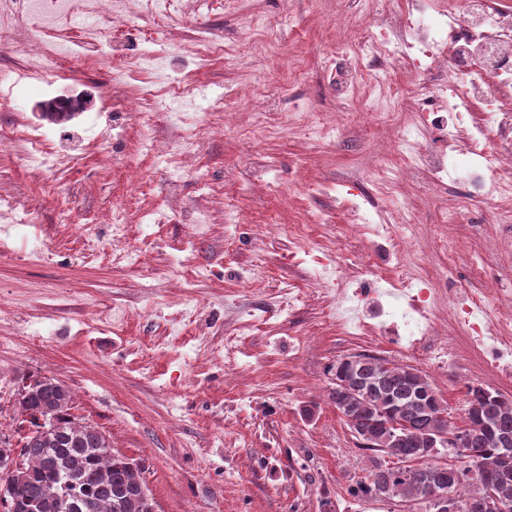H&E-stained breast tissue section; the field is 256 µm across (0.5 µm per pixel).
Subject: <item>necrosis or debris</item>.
<instances>
[{
    "label": "necrosis or debris",
    "instance_id": "obj_1",
    "mask_svg": "<svg viewBox=\"0 0 512 512\" xmlns=\"http://www.w3.org/2000/svg\"><path fill=\"white\" fill-rule=\"evenodd\" d=\"M362 13L345 16L339 36L325 63L327 79L337 95H349L359 85H369V109L390 106L405 112L407 121L399 136L389 142L383 162L370 173L380 190L391 198L389 213L361 208L351 192L337 196L352 223L368 225L372 235L396 243L406 235L414 215L395 178L396 171L424 175L433 187L447 181L467 183L470 199L492 208L496 223L512 224V0H404L398 11L386 13L360 35L362 16L370 15L373 0H361ZM126 0H0V35L36 27L35 60L23 72L47 90V101L72 112L86 109L87 96L78 91L71 76L57 69L44 78L39 59L60 50L81 56L86 45L104 43L113 78L124 97L111 101L98 96L96 108L122 112L137 120L141 131L139 151L149 155L158 148L148 132L144 108L155 94L184 95L188 87L177 80L157 88L138 84L144 57L140 31L121 24ZM110 40H103L105 31ZM395 67L411 90L404 99L392 95L380 73ZM213 111L223 113L216 123H184L170 156L190 153L205 136L217 135L238 120L234 106L216 97ZM436 112L451 114L449 122H433ZM57 131L30 118L0 132V149L24 140L28 166L48 172L60 161Z\"/></svg>",
    "mask_w": 512,
    "mask_h": 512
}]
</instances>
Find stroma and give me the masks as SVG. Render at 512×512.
<instances>
[{"label": "stroma", "mask_w": 512, "mask_h": 512, "mask_svg": "<svg viewBox=\"0 0 512 512\" xmlns=\"http://www.w3.org/2000/svg\"><path fill=\"white\" fill-rule=\"evenodd\" d=\"M213 14L175 23L130 14L147 35L152 59L145 81L179 71L206 30L223 40L230 62L210 66L193 93L162 100L147 118L157 141L178 130L176 115L210 119L211 94L262 73L263 117L242 109L237 127L199 144L196 163L212 195L179 175L178 159L137 157L145 177L129 188L127 158L103 138L124 113L101 112L71 128L62 144L74 160L49 173L20 161L24 141L0 151V196L33 210L32 228L0 230V430L12 432L15 389L23 375L53 376L75 394V413L95 424L115 451L138 462L159 512H423L422 506L356 498L348 488L365 474L368 453L329 400L330 365L368 353L427 374L448 403L452 423L464 415L469 386L512 400V357L497 339L475 341L455 316L459 299L485 295L490 307L512 295V224H449L464 200L462 186L433 195L420 177L402 186L414 208L409 238L392 253L373 248L367 229L347 223L336 186L359 178L365 200L382 204L365 176L382 158L383 141L400 132L390 111L356 122L365 99L337 96L322 66L351 0H217ZM302 57V75L277 68L274 56ZM87 89L112 87V64L99 53L59 59ZM346 113L339 141L309 127ZM315 220L297 239L286 227L281 191ZM177 199V221L153 223L154 209ZM242 206L245 224L224 221ZM128 213L127 243L140 266L112 264L114 209ZM278 224L266 233V224ZM91 225L102 249L90 258L83 233ZM341 262L348 283L366 280L369 295L330 315L326 290L313 284L316 260ZM260 266L264 280L241 284ZM419 266L436 303L408 335L391 308L409 309L412 289L393 288L406 266ZM297 297L283 308L285 292ZM197 323L180 322L190 300ZM121 309L112 324L105 312Z\"/></svg>", "instance_id": "1"}]
</instances>
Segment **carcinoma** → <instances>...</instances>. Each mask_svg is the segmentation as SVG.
<instances>
[{"label":"carcinoma","instance_id":"1","mask_svg":"<svg viewBox=\"0 0 512 512\" xmlns=\"http://www.w3.org/2000/svg\"><path fill=\"white\" fill-rule=\"evenodd\" d=\"M330 372L342 382L355 380L362 388L359 398L331 394L329 399L364 431H372L373 422L379 418H402L413 427V433L398 448L381 439L371 447L368 437H361V448L374 455L366 468L367 475L350 487L351 495L379 496L388 486L397 501H422L429 509L432 498L446 486L461 503L463 512H485L492 493L503 502L506 512L512 509V481L506 485L478 484L469 476L473 467L488 462L498 452L482 422L490 421L500 432L512 436V401L482 386L469 388L465 411L474 426L465 453L459 455L461 465L455 467L456 476L450 479L443 473L437 481L424 485L413 475L388 467L385 456H409L425 474L436 473L438 453L424 440L426 429L438 421L432 403L436 389L427 376L412 366L366 353L358 355L353 368L336 360ZM74 401L72 389L58 394L46 386L16 403L21 422L36 425V414L48 407L54 423L45 432L17 439L0 432V449L13 453L27 472V479L15 484L7 498L0 499L4 512H73V504L81 506V512H151L142 467L119 452H99L107 437L97 426L78 422L72 413Z\"/></svg>","mask_w":512,"mask_h":512}]
</instances>
